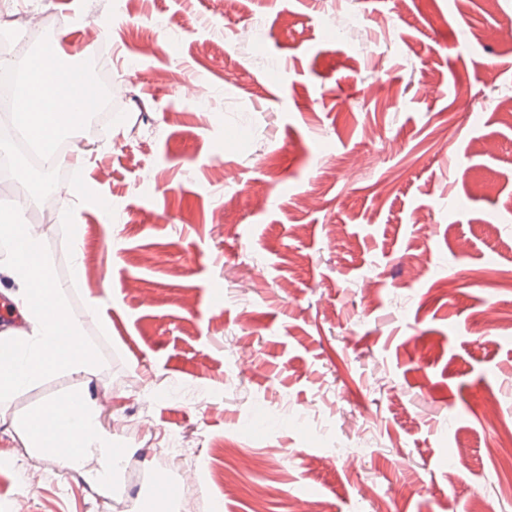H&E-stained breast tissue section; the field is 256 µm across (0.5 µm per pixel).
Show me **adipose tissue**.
<instances>
[{
    "instance_id": "obj_1",
    "label": "adipose tissue",
    "mask_w": 512,
    "mask_h": 512,
    "mask_svg": "<svg viewBox=\"0 0 512 512\" xmlns=\"http://www.w3.org/2000/svg\"><path fill=\"white\" fill-rule=\"evenodd\" d=\"M0 268L14 287L6 297L25 322L23 329L0 331V398L35 383L55 370L79 372L90 365L92 350L71 343L76 322L63 302V288L46 260L41 237L12 208H0ZM64 433L52 409L36 411L24 420L26 447L40 455L53 454Z\"/></svg>"
}]
</instances>
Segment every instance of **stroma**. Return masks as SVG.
Instances as JSON below:
<instances>
[{
	"label": "stroma",
	"mask_w": 512,
	"mask_h": 512,
	"mask_svg": "<svg viewBox=\"0 0 512 512\" xmlns=\"http://www.w3.org/2000/svg\"><path fill=\"white\" fill-rule=\"evenodd\" d=\"M23 3L68 52L120 46L98 67L126 96L107 138L80 131L59 172L83 190L42 240L95 364L0 400V512H138L151 471L180 477L175 437L197 481L164 512H512V0ZM81 388L129 450L108 485L94 458L60 485L12 427ZM226 442L263 461L227 491Z\"/></svg>",
	"instance_id": "1"
}]
</instances>
